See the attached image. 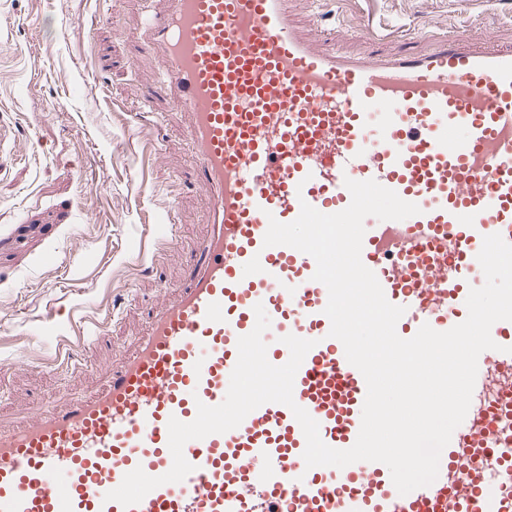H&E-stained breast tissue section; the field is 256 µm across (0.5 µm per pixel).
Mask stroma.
<instances>
[{
    "label": "stroma",
    "mask_w": 512,
    "mask_h": 512,
    "mask_svg": "<svg viewBox=\"0 0 512 512\" xmlns=\"http://www.w3.org/2000/svg\"><path fill=\"white\" fill-rule=\"evenodd\" d=\"M166 8L0 0V228L12 233L0 245V427L96 392L199 256L208 198L189 116L158 89L162 62L140 31ZM330 10L349 30L318 44L350 54L460 33L512 49V0H288L304 27ZM374 25L412 38L370 40Z\"/></svg>",
    "instance_id": "obj_1"
}]
</instances>
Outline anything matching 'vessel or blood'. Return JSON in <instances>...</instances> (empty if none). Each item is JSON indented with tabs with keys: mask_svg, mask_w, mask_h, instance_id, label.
Returning a JSON list of instances; mask_svg holds the SVG:
<instances>
[{
	"mask_svg": "<svg viewBox=\"0 0 512 512\" xmlns=\"http://www.w3.org/2000/svg\"><path fill=\"white\" fill-rule=\"evenodd\" d=\"M142 32L172 103L192 117L211 231L186 285L103 387L0 431V512H512V321L491 328L497 347L478 359L470 408L430 486L400 495L378 462L306 468L291 409L267 403L187 442L194 470L182 482L129 508L106 500L135 468L170 470L169 419L224 400L259 303L270 363L290 357L283 336L314 342L293 395L322 441L355 443L366 382L329 335L313 257L264 246L269 218L292 222L304 202L344 210L348 178L417 204L401 221L367 218L361 253L404 307L405 339L460 323L484 280V236L512 243V50H477L462 35L386 58L326 51L299 34L286 0H168Z\"/></svg>",
	"mask_w": 512,
	"mask_h": 512,
	"instance_id": "obj_1",
	"label": "vessel or blood"
}]
</instances>
